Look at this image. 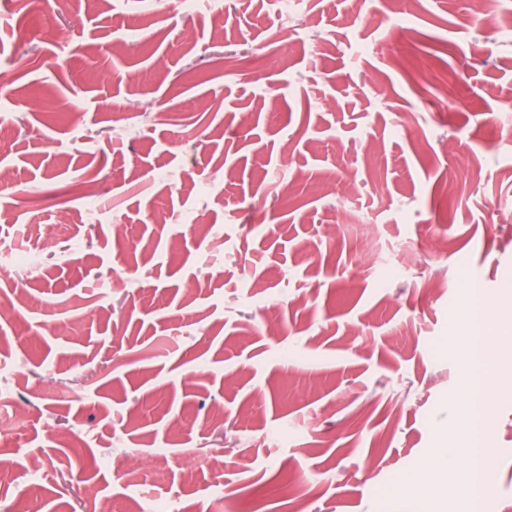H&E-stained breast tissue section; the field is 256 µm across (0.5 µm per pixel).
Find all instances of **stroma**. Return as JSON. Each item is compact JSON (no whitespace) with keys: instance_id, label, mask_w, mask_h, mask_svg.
I'll return each instance as SVG.
<instances>
[{"instance_id":"35a3bbf8","label":"stroma","mask_w":512,"mask_h":512,"mask_svg":"<svg viewBox=\"0 0 512 512\" xmlns=\"http://www.w3.org/2000/svg\"><path fill=\"white\" fill-rule=\"evenodd\" d=\"M166 2L0 0V512H405L466 283L512 331V26Z\"/></svg>"}]
</instances>
